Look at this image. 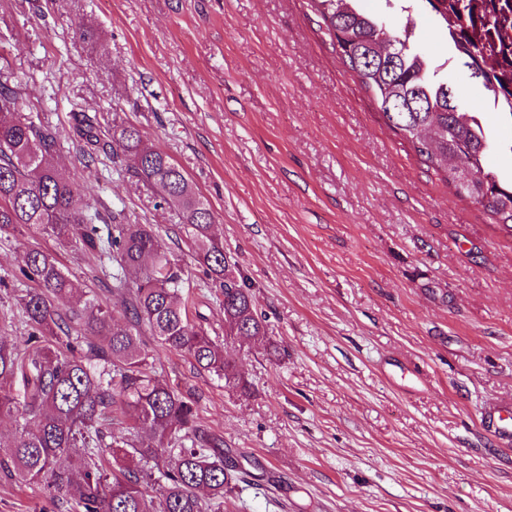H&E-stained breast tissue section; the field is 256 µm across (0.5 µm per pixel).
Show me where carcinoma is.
<instances>
[{
	"label": "carcinoma",
	"instance_id": "cac0c4a2",
	"mask_svg": "<svg viewBox=\"0 0 512 512\" xmlns=\"http://www.w3.org/2000/svg\"><path fill=\"white\" fill-rule=\"evenodd\" d=\"M343 63L376 100L382 115L427 167L456 193L481 207L512 232V182L485 170V154L497 147L481 113L461 105L437 78L405 28L395 33L365 12L358 0H309ZM448 30V42L481 80L493 105L512 123V79L496 67V47L478 36L498 32L503 50L512 21L486 0H424ZM388 37L397 55L385 54ZM19 87L0 72V231L26 227L60 243L112 258V295L121 299L125 324L115 309L89 300L82 282L52 254L28 251L21 274L34 283L19 299L31 329L21 349L0 336V415L23 421L0 448V474L25 485L45 484L68 512H224V498L252 473L224 454V437L200 424L195 401L143 366V335L189 356L197 370L249 394L226 345L266 336L251 289L229 271L224 243L213 232L214 213L169 155L147 143L134 126L115 129L113 154L124 155L127 174L155 186L160 204L177 209L192 256L204 274L221 283L224 343L190 317V287L177 259L148 224H114L107 237L98 211L76 206L81 185L55 166L57 133L28 121L18 107ZM86 144L101 143L97 117L78 121ZM77 307L62 315L56 302ZM124 434H109V419Z\"/></svg>",
	"mask_w": 512,
	"mask_h": 512
}]
</instances>
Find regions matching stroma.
<instances>
[{"label":"stroma","instance_id":"stroma-1","mask_svg":"<svg viewBox=\"0 0 512 512\" xmlns=\"http://www.w3.org/2000/svg\"><path fill=\"white\" fill-rule=\"evenodd\" d=\"M410 16L458 99L511 140L444 24L424 0ZM0 70L20 86L22 115L58 132L59 168L89 208L152 225L220 336V289L205 285L179 212L118 176L125 158L84 166L76 115L141 128L210 203L279 352L229 346L247 396L154 342L146 371L191 395L226 454L270 476L226 512H512V441L480 424L512 403V232L388 127L307 0H0ZM33 248L115 305L111 261L2 232L0 336H28L16 297ZM67 509L0 477V512Z\"/></svg>","mask_w":512,"mask_h":512}]
</instances>
